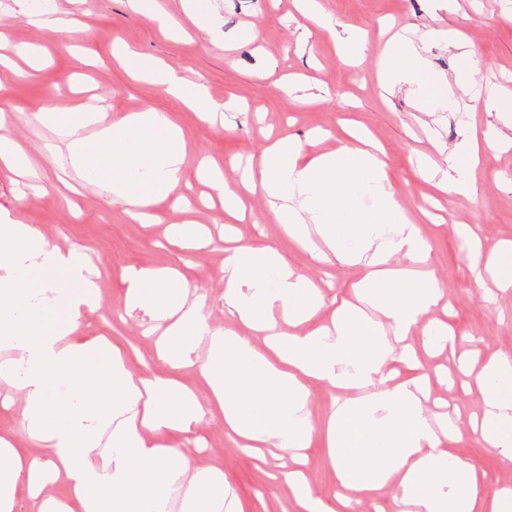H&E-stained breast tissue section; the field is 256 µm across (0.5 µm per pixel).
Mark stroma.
<instances>
[{"instance_id": "1", "label": "stroma", "mask_w": 512, "mask_h": 512, "mask_svg": "<svg viewBox=\"0 0 512 512\" xmlns=\"http://www.w3.org/2000/svg\"><path fill=\"white\" fill-rule=\"evenodd\" d=\"M216 34L200 30L187 10V0H155L156 7L173 16L177 33L152 26L132 11L127 0H57L87 28L84 38L47 37L30 25L14 0H0V54L10 55L13 45L43 47V60L31 67L22 59L0 67V131L29 153L42 174L41 193L22 194L16 175L0 166V222L33 225L52 245L87 249L101 271L100 302L80 320L85 336H104L127 351L137 375L174 376L206 398L208 387L199 366L177 371L153 358L154 340L148 337L151 320L143 313L123 315V275L129 267H178L185 279L206 297L204 311L214 326L231 321L224 309V263L221 239L224 211L221 206H200L187 211L171 202L153 208V224L130 219L122 206L110 203L101 185H86L81 171L69 161L67 131L32 120L37 107L51 104L71 108L85 97L73 93L76 80L91 82V95L106 106L109 117L154 109L166 113L181 128L187 145L182 184L197 195L205 185L198 162L206 158L234 180L233 162L258 164L269 139L300 140L307 154L333 151L345 145L346 127L361 126L384 147L395 193L407 215L417 224L430 249L431 267L452 311L455 329L476 337L469 350L485 360L512 353V290L475 288L467 267L464 244L454 225H474L483 255H490L512 241V190L501 177L512 178V146L486 153L474 172L476 191L470 197L435 194L417 169L418 161L443 164L445 150L456 147L464 134L483 133L487 125L503 127L512 136V115L485 111L486 86H497L512 96V0H448V6L430 11L427 0H320L336 22L337 33L367 31L371 47L363 61L348 64L333 46L332 33L310 30L296 10L295 0H215ZM256 27L260 39L238 46L237 32ZM430 28L442 29L467 42L479 61L478 70L461 71L451 46L431 47L425 53L430 70L449 84L463 83L457 111H431L406 89L388 94L379 87L380 56L385 42L401 33L419 39ZM161 60L180 71L191 83H205L212 100L233 97L241 108L224 115L220 126H209L193 112L172 100L159 87L130 75L112 58L115 43ZM275 58L274 74L259 72L261 61ZM298 79L313 98L307 105L292 103L277 89L280 76ZM247 218L236 224L242 245L276 247L297 274L316 282L327 302L347 295L352 282L366 271L357 265L317 264L283 233L263 198L253 196ZM188 222L210 229L213 245L188 251L167 243L168 225ZM198 444H189L177 433L166 442L181 449L192 463L224 467V479L233 488L243 512H293L282 481L273 477L274 460H260L238 448L224 433V420L214 416L194 431ZM459 456L484 476L486 490L512 483V471L474 441L458 445ZM307 477L313 494L327 497L336 488L334 466L322 446L314 441L308 450Z\"/></svg>"}]
</instances>
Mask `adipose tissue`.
<instances>
[{
  "label": "adipose tissue",
  "mask_w": 512,
  "mask_h": 512,
  "mask_svg": "<svg viewBox=\"0 0 512 512\" xmlns=\"http://www.w3.org/2000/svg\"><path fill=\"white\" fill-rule=\"evenodd\" d=\"M444 39L432 28L419 45L393 40L381 57L383 84L426 96L439 79L421 48ZM115 55L205 123L237 107L232 99L209 103L204 87L186 85L174 67L121 45ZM32 117L69 130L72 165L107 186L138 221H148L149 209L179 182L186 142L165 113L146 109L108 124L92 108L41 106ZM93 125L91 142L80 131ZM350 136V145L314 157L299 142H276L236 187L218 165L200 166L225 223L242 217L245 194L258 192L314 259L367 267L352 286L353 299L337 303L331 327L295 333L324 301L269 245L224 252V302L236 332L209 326L201 296L177 270L127 273L126 311H145L167 325L158 362L193 365L198 344H207L204 402L173 379L133 375L124 352L106 338L78 335L83 313L99 303L101 278L82 250L50 245L30 224H0V349L13 354L0 361V381L20 391L23 429L47 455L43 462L27 458L0 436V512H18L21 482L34 512H168L175 497L182 512H242L222 468L191 465L161 441L170 431L190 433L214 411L238 446L288 459L285 484L296 512H353L362 496L387 486L400 512H512V487L484 496L482 475L453 450L471 438L512 468V355L476 363L458 352L462 339L450 325L430 319L442 293L428 268L429 250L396 197L384 148L365 132ZM511 142L490 130L450 150L446 169L424 165L420 172L438 191L467 197L481 148ZM417 328L423 350L447 353L465 377L463 389L481 391L483 405L467 427L430 415L431 382L447 385L451 378L445 369L424 374L422 349L406 342ZM318 384L347 398L316 425L308 401ZM317 438L335 469L330 500L313 495L304 472ZM55 484L64 486V496L47 494Z\"/></svg>",
  "instance_id": "1"
}]
</instances>
